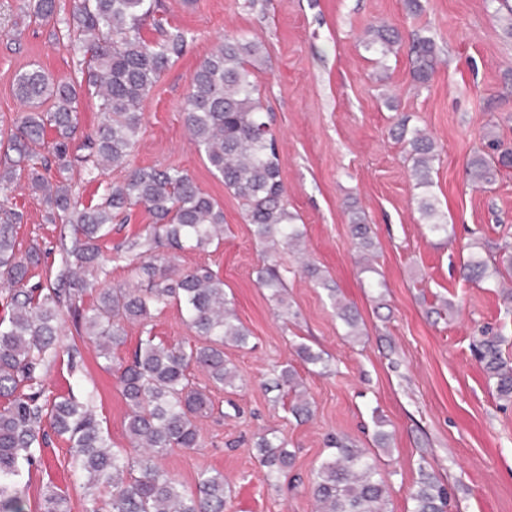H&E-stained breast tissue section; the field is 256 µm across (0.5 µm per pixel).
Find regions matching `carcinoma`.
Here are the masks:
<instances>
[{
	"label": "carcinoma",
	"instance_id": "obj_1",
	"mask_svg": "<svg viewBox=\"0 0 512 512\" xmlns=\"http://www.w3.org/2000/svg\"><path fill=\"white\" fill-rule=\"evenodd\" d=\"M59 0H19L21 13L56 25L63 46L82 55L80 78L56 80L39 67L16 74L14 93L24 111L10 130L0 131V282L8 286L9 316L0 321V512H26L19 490L24 467L43 462L37 448L47 431L65 439L70 470L85 490V512H225L230 487L224 474L205 470L189 492L160 465L173 449L199 446L196 419L211 411L210 398L192 382V371L203 372L217 388L232 387L238 375L224 360V344H243L249 336L224 295V280L211 268L181 271L175 251L205 249L223 240L224 211L203 193L193 177L175 166L128 168L129 157L143 135L141 103L161 75L185 52L188 33L165 27L160 0H73L65 13ZM157 36L146 39L145 25ZM402 38L392 26L369 28L366 51L386 57L398 52ZM413 77L428 81L435 72L434 39L412 40ZM264 63L262 44L226 36L194 71L183 108L189 137L210 166L242 202L254 237L270 250L290 248L302 239L295 216L284 201L277 140L258 97L256 73ZM97 98L102 120L93 133L73 146L82 92ZM394 136L407 147L415 187L433 185L440 151L434 140L401 119ZM490 155L476 151L467 166L470 186L482 190L496 181L500 168L512 166V149L483 134ZM79 166L89 182H100L111 169H128L126 177L107 183L100 201L85 204L70 184ZM28 186L42 195L50 224H66L71 244L62 245L61 267L54 281L28 286L29 267L40 261L33 245L19 253L17 228L23 212L13 207L12 186L21 173ZM143 205L154 219L153 231L125 238L113 247L117 256L141 261L135 282L127 287H98L103 272L102 246L112 225L124 224L132 207ZM426 232L448 236V217L427 196L417 201ZM356 247L372 246L370 227L362 214L350 210ZM315 284L329 290L338 316L356 334L353 307L337 298L319 270L305 265ZM512 272V250L499 257L470 252L463 267L470 282L504 287ZM261 287L290 314L284 279L275 264L257 270ZM95 292L92 306L79 305L87 290ZM179 307L185 324L201 344H169L149 334L139 339L129 360L117 357L127 343L125 323L148 326L152 312L169 304ZM95 344L112 370L128 413L126 448H113L86 402L55 395L44 383V368L56 356L64 316ZM502 339L486 336L480 360L495 380L498 398L512 401V366L502 357ZM306 364L328 368L321 351L296 347ZM273 389L283 393L284 412L302 420L311 416L309 401L297 392L295 369L273 367ZM288 443L273 432L255 442L267 482L276 483L292 466ZM330 452L315 470L312 496L316 512H387L386 482L379 476L376 455L346 437L329 440ZM411 512H446L448 493L425 470L410 492ZM40 512H71L66 494L47 486Z\"/></svg>",
	"mask_w": 512,
	"mask_h": 512
}]
</instances>
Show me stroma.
<instances>
[{"instance_id": "obj_1", "label": "stroma", "mask_w": 512, "mask_h": 512, "mask_svg": "<svg viewBox=\"0 0 512 512\" xmlns=\"http://www.w3.org/2000/svg\"><path fill=\"white\" fill-rule=\"evenodd\" d=\"M162 3L168 22L194 39L144 99L145 133L130 164L180 167L223 207L219 247L180 251L177 263L217 273L250 332L246 345L224 347L241 387L218 389L195 372L214 411L196 421L200 448L172 451L163 468L189 490L199 472H223L232 489L228 512H314L308 481L327 454V436L341 433L370 448L380 430L390 436L378 450L389 512H409L408 494L423 470L447 486L448 512H512V401L497 397L479 360L489 328L503 337V356L512 361V302L461 274L472 243L493 254L512 246V167L484 191L472 189L466 175L484 133L512 145V0H421L418 14L405 0H267L253 9L245 0ZM381 22L407 41L418 32L433 37L439 63L427 85L413 80L408 49L380 61L365 50V31ZM227 34L260 41L268 56L257 84L278 143L285 201L303 232L297 250L266 253L240 200L211 173L183 124L192 74ZM31 64L57 80L79 69L52 25L23 17L18 0H0V127L22 112L13 78ZM403 117L441 152L431 192L448 215L447 237L427 235L419 219L420 191L403 144L390 136ZM15 201L24 212L18 248L39 245L42 260L31 281L45 282L61 266L65 229L46 222L43 198L27 187ZM353 208L371 227L369 264L351 235ZM267 258L284 271L290 316H280L270 290L256 283ZM308 262L357 309V335L304 273ZM376 276L384 287H370ZM148 330L169 343L196 340L171 304L155 312L150 328L127 325L121 355L129 356ZM302 343L324 351L328 369L303 363L295 351ZM274 364L301 376L313 409L308 421L285 414L263 387ZM44 379L50 390L90 402L111 444L126 446L125 401L106 361L76 330L62 337ZM267 431L296 452L290 476L276 486L265 481L254 447ZM46 456L23 480L28 512H39L51 484L67 493L72 512H84L68 443L53 439Z\"/></svg>"}]
</instances>
